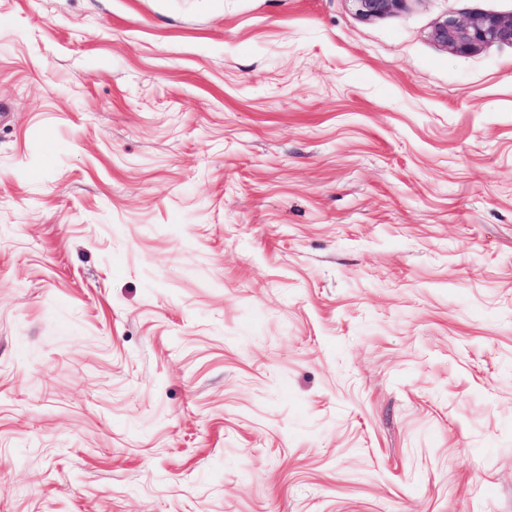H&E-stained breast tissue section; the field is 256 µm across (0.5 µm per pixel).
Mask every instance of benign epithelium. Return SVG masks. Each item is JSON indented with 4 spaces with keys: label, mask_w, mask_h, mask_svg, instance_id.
Instances as JSON below:
<instances>
[{
    "label": "benign epithelium",
    "mask_w": 512,
    "mask_h": 512,
    "mask_svg": "<svg viewBox=\"0 0 512 512\" xmlns=\"http://www.w3.org/2000/svg\"><path fill=\"white\" fill-rule=\"evenodd\" d=\"M356 13L376 19L404 7L408 0H351ZM430 37L457 53L468 54L488 42L512 44V16L480 13L468 19L444 18L435 23Z\"/></svg>",
    "instance_id": "obj_1"
}]
</instances>
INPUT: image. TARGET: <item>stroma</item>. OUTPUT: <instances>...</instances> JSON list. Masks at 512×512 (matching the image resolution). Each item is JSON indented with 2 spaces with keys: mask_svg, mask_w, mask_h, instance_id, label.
<instances>
[{
  "mask_svg": "<svg viewBox=\"0 0 512 512\" xmlns=\"http://www.w3.org/2000/svg\"><path fill=\"white\" fill-rule=\"evenodd\" d=\"M512 0H0V512H512ZM356 13L366 20L376 19L404 7L408 0H350ZM430 37L460 54L474 52L488 42L512 44V16L480 13L465 20L446 17L435 23Z\"/></svg>",
  "mask_w": 512,
  "mask_h": 512,
  "instance_id": "obj_1",
  "label": "stroma"
}]
</instances>
